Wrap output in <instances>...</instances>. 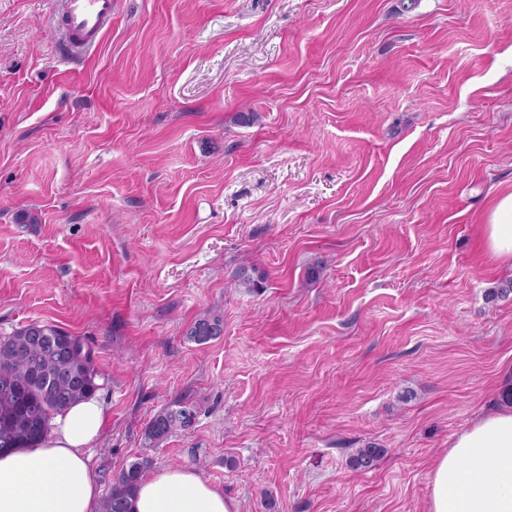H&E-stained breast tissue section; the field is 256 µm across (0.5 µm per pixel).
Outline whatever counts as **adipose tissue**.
<instances>
[{"label": "adipose tissue", "instance_id": "1", "mask_svg": "<svg viewBox=\"0 0 512 512\" xmlns=\"http://www.w3.org/2000/svg\"><path fill=\"white\" fill-rule=\"evenodd\" d=\"M488 254L512 262V192L498 196L482 226ZM105 409L92 396L51 422L33 447L0 455V512H99L102 487L89 450ZM129 512H239L234 499L195 469L142 478ZM428 512H512V406L480 417L432 466Z\"/></svg>", "mask_w": 512, "mask_h": 512}]
</instances>
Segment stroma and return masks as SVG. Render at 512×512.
<instances>
[{
  "mask_svg": "<svg viewBox=\"0 0 512 512\" xmlns=\"http://www.w3.org/2000/svg\"><path fill=\"white\" fill-rule=\"evenodd\" d=\"M51 2L0 0V336L89 345L102 488L146 456L239 512H428L512 377L480 232L512 191V0H114L72 65ZM209 309L223 336L184 342ZM181 398L195 426L144 448ZM384 453V448H377V446L373 444L366 445L364 448H357L350 460V465L355 470H370L377 465V462Z\"/></svg>",
  "mask_w": 512,
  "mask_h": 512,
  "instance_id": "1",
  "label": "stroma"
}]
</instances>
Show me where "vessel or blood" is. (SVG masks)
Instances as JSON below:
<instances>
[{
    "instance_id": "b4317fda",
    "label": "vessel or blood",
    "mask_w": 512,
    "mask_h": 512,
    "mask_svg": "<svg viewBox=\"0 0 512 512\" xmlns=\"http://www.w3.org/2000/svg\"><path fill=\"white\" fill-rule=\"evenodd\" d=\"M62 36L52 57L59 60L95 48L112 25L113 0H60Z\"/></svg>"
}]
</instances>
